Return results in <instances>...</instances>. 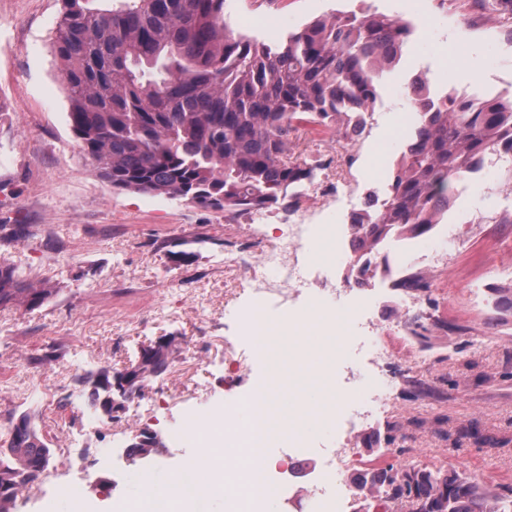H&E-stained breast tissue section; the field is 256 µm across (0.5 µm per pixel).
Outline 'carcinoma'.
Listing matches in <instances>:
<instances>
[{
  "label": "carcinoma",
  "mask_w": 512,
  "mask_h": 512,
  "mask_svg": "<svg viewBox=\"0 0 512 512\" xmlns=\"http://www.w3.org/2000/svg\"><path fill=\"white\" fill-rule=\"evenodd\" d=\"M53 50L70 102L80 150L112 188L214 210L250 212L298 202L318 165L302 147L307 127L360 135L383 78L400 62L413 26L377 11L317 18L276 43L234 35L224 0H132L98 10L93 0H61ZM417 123L393 162L381 209L355 225L352 267L376 259L393 241L424 236L448 218L449 199L479 159L501 160L512 183V96L441 94L411 86ZM32 236L29 224H0V246ZM54 292L0 261V307L28 309ZM177 346L148 355L140 383L166 374ZM7 435L1 468L14 493L0 488V512H12L27 484V465L44 435ZM355 481L384 500L422 501L425 512H512V489L493 488L456 470L364 469Z\"/></svg>",
  "instance_id": "cac0c4a2"
}]
</instances>
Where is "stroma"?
<instances>
[{"label":"stroma","mask_w":512,"mask_h":512,"mask_svg":"<svg viewBox=\"0 0 512 512\" xmlns=\"http://www.w3.org/2000/svg\"><path fill=\"white\" fill-rule=\"evenodd\" d=\"M423 19L399 70L379 89L375 114L395 108L404 77L422 73L433 91L450 86L479 89L489 96L512 95V22L484 29L478 0H420ZM408 0H225L234 33L272 42L309 21L339 11L370 8L407 17ZM61 0H0V222L32 225L34 236L0 247V257L20 263L32 279L51 280L55 292L40 307H0V436L20 412L30 410L49 440L54 460H65L64 480L83 485L85 512H112L114 495H128V481L109 491L110 465L97 449L112 439L111 426L88 427L76 397L72 366L122 368L143 344L160 336L193 340L204 357L194 374L201 394L223 404L225 393L248 388L250 376L225 384L224 345L237 342L234 318L224 311V253L254 249L259 236L277 234L302 210L274 208L224 212L164 196L115 191L76 146L68 126L69 102L52 35ZM269 14L268 30L251 29L253 13ZM467 52L463 62L442 63L453 45ZM355 163L359 192L389 181L374 177L377 157H396L400 144L383 128L363 133ZM459 247L449 256L450 273L428 304L434 319L448 322L446 339L431 338L428 361L408 371L393 369L394 412L369 425L378 436L375 451L359 448L363 467L405 465L456 470L491 485L512 486V315L496 308L504 281L496 265L512 254V224L479 223L478 212L459 201ZM178 251L191 261L175 264ZM209 299L206 316L196 315L195 298ZM50 374V389L30 401L17 400L21 369ZM181 368L152 380L159 402L140 419L169 447L160 471L174 472L191 456L171 446L182 405L165 396ZM77 443L62 449L59 431Z\"/></svg>","instance_id":"1"}]
</instances>
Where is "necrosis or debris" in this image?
<instances>
[{"mask_svg": "<svg viewBox=\"0 0 512 512\" xmlns=\"http://www.w3.org/2000/svg\"><path fill=\"white\" fill-rule=\"evenodd\" d=\"M353 190L324 209L319 184H310L309 208H323L320 222L286 225L280 236L262 240L255 257L225 256L224 268L248 282L246 301L233 311L251 352L224 351V368L233 376L269 363L273 381L259 383L224 407L199 404L182 416L178 438L194 454L164 489L147 487L136 500L120 498L113 512H202L212 499L224 512H270V497L309 498L312 512H340L353 506L358 460L347 448L334 449V462L311 467L317 434L335 427L345 410L360 409L359 423L372 410L394 401L393 359L379 342L388 330L412 331L427 321L429 292L411 287L380 306L367 325H359L360 300L350 292L355 279H306L310 267L351 263L358 232L351 216L358 207H379L370 193L352 204ZM435 242L417 237L401 241L409 261L401 276L446 267V254L458 242L456 224L438 225Z\"/></svg>", "mask_w": 512, "mask_h": 512, "instance_id": "4bbe7bcc", "label": "necrosis or debris"}]
</instances>
